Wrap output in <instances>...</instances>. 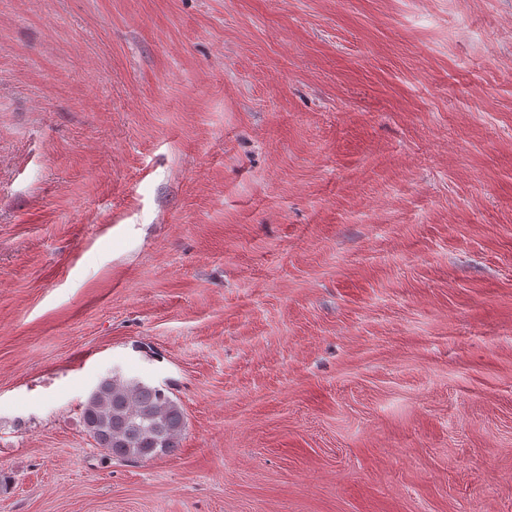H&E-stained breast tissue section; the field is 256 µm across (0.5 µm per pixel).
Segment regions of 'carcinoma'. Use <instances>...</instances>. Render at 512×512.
<instances>
[{"mask_svg":"<svg viewBox=\"0 0 512 512\" xmlns=\"http://www.w3.org/2000/svg\"><path fill=\"white\" fill-rule=\"evenodd\" d=\"M82 423L98 447L127 461L172 453L185 427L183 410L167 389L118 371L90 392Z\"/></svg>","mask_w":512,"mask_h":512,"instance_id":"obj_1","label":"carcinoma"}]
</instances>
